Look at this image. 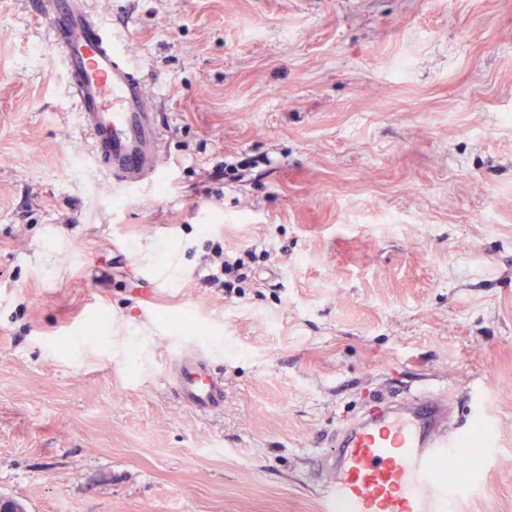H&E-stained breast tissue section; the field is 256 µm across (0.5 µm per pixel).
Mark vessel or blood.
<instances>
[{
	"label": "vessel or blood",
	"instance_id": "obj_1",
	"mask_svg": "<svg viewBox=\"0 0 512 512\" xmlns=\"http://www.w3.org/2000/svg\"><path fill=\"white\" fill-rule=\"evenodd\" d=\"M50 43L74 88L87 151L113 189L133 193L159 178L165 133L157 101L129 57L128 36L91 12L87 0H39ZM171 388L204 418L224 411V379L208 356L177 355ZM467 433L449 399L424 389L374 399L326 435L330 452L314 457L322 512H448L452 487L477 476L448 480L439 466Z\"/></svg>",
	"mask_w": 512,
	"mask_h": 512
}]
</instances>
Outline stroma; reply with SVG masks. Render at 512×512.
<instances>
[{"label": "stroma", "instance_id": "stroma-1", "mask_svg": "<svg viewBox=\"0 0 512 512\" xmlns=\"http://www.w3.org/2000/svg\"><path fill=\"white\" fill-rule=\"evenodd\" d=\"M166 130L114 194L35 0H0V496L26 512H318L315 453L440 389L512 512V0H92ZM237 176L212 181L225 159ZM266 244L244 295L211 249ZM224 377L197 417L177 349Z\"/></svg>", "mask_w": 512, "mask_h": 512}]
</instances>
